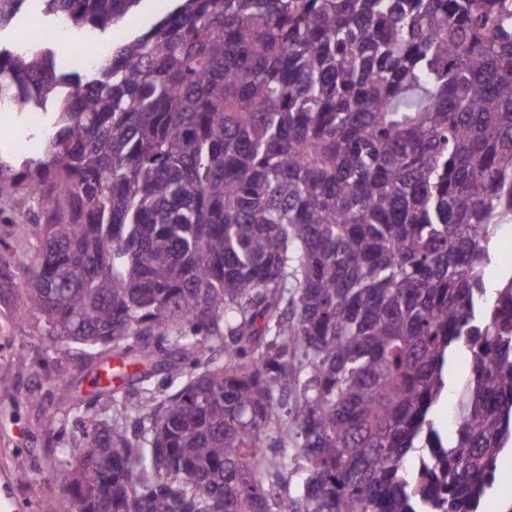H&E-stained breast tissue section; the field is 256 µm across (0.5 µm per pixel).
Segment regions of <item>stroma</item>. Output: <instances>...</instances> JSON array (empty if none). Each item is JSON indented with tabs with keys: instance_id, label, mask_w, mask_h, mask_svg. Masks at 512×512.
<instances>
[{
	"instance_id": "35a3bbf8",
	"label": "stroma",
	"mask_w": 512,
	"mask_h": 512,
	"mask_svg": "<svg viewBox=\"0 0 512 512\" xmlns=\"http://www.w3.org/2000/svg\"><path fill=\"white\" fill-rule=\"evenodd\" d=\"M156 4L157 0H142L136 13L111 33L70 28L66 52L75 57L84 47L148 28L158 18ZM33 13L40 14L45 30L56 28V18L45 13L43 0H26L12 22L0 28V46L11 49L26 42ZM33 132L25 115L0 116V161L19 166L26 156L22 144ZM23 195L22 185L11 176L0 178V504L5 512H40L49 500L56 512H72L66 481L51 471L49 463L88 419L83 411L59 402L55 381L67 379L76 396L94 401L98 416L112 417V406L99 399L106 385H94L93 380L115 357L73 343H50L42 314L26 303L19 288L22 267L17 255L32 252L36 244L27 229L39 207Z\"/></svg>"
}]
</instances>
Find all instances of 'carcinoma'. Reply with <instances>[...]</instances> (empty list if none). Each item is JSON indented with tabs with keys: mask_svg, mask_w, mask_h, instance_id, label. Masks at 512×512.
<instances>
[{
	"mask_svg": "<svg viewBox=\"0 0 512 512\" xmlns=\"http://www.w3.org/2000/svg\"><path fill=\"white\" fill-rule=\"evenodd\" d=\"M44 2L111 32L141 0ZM110 54L84 82L0 48V105L58 102L13 174L24 297L146 391L194 369L54 456L74 512H479L512 447V0H177ZM496 262L489 268L488 278L497 283L504 274L510 275L512 267V230L507 226L505 230H499L494 239ZM468 368L469 365L466 356L463 354L460 355L452 373V382L448 387L447 393H445L438 405L435 422L444 438H449L453 432V427L448 426V414L453 413L457 401L455 386L467 377Z\"/></svg>",
	"mask_w": 512,
	"mask_h": 512,
	"instance_id": "1",
	"label": "carcinoma"
}]
</instances>
